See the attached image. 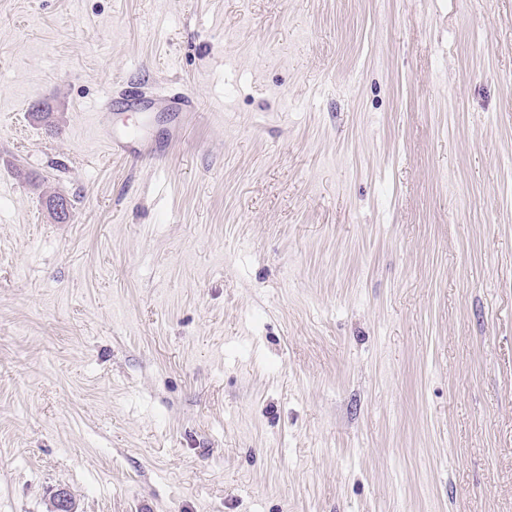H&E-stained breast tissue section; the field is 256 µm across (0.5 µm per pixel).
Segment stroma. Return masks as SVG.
<instances>
[{
  "mask_svg": "<svg viewBox=\"0 0 512 512\" xmlns=\"http://www.w3.org/2000/svg\"><path fill=\"white\" fill-rule=\"evenodd\" d=\"M121 85L206 118L111 156ZM59 487L512 512V0H0V512ZM129 93L121 103L114 102L112 93L97 112L91 113L90 127L94 139L104 146L113 156L138 159L155 154L156 145L143 126L117 129L114 124V112H168L169 143L176 144L184 128L195 124L200 118L199 103L194 95L179 88L167 87L161 93L143 98L137 88L129 87ZM135 89V90H134ZM113 112V113H112Z\"/></svg>",
  "mask_w": 512,
  "mask_h": 512,
  "instance_id": "obj_1",
  "label": "stroma"
}]
</instances>
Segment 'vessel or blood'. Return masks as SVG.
Returning <instances> with one entry per match:
<instances>
[{
  "label": "vessel or blood",
  "instance_id": "obj_1",
  "mask_svg": "<svg viewBox=\"0 0 512 512\" xmlns=\"http://www.w3.org/2000/svg\"><path fill=\"white\" fill-rule=\"evenodd\" d=\"M118 110L168 113L170 120L168 139L173 144L179 141L183 129L195 124L200 117L196 97L173 86L147 98L133 89L129 91L123 102L117 103L113 99H106L100 109L90 117L93 137L107 149L109 154L130 159L154 154L157 148L152 137L142 126L116 128L114 113Z\"/></svg>",
  "mask_w": 512,
  "mask_h": 512
}]
</instances>
